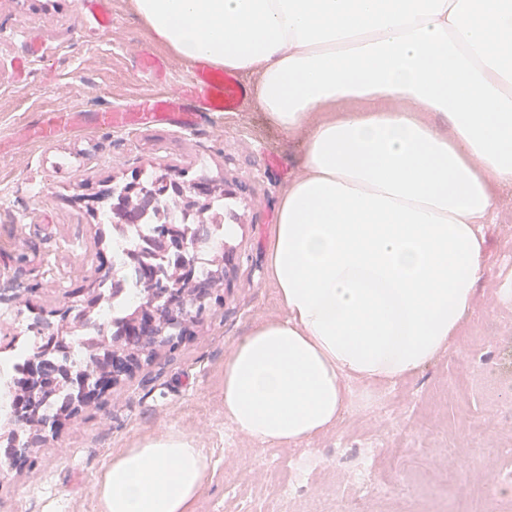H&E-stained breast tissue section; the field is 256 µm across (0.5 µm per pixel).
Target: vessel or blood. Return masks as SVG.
<instances>
[{"label": "vessel or blood", "instance_id": "1", "mask_svg": "<svg viewBox=\"0 0 512 512\" xmlns=\"http://www.w3.org/2000/svg\"><path fill=\"white\" fill-rule=\"evenodd\" d=\"M188 93L184 96L146 97L137 103L133 112L111 109L99 113L98 128L109 130L134 125L163 124L176 128L199 125L211 112L237 110L248 95V90L236 77L213 71L206 63H197L188 77ZM84 116L79 112L59 114L57 121L34 130L36 139L49 143L63 127H84Z\"/></svg>", "mask_w": 512, "mask_h": 512}]
</instances>
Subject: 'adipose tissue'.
<instances>
[{
    "label": "adipose tissue",
    "instance_id": "1",
    "mask_svg": "<svg viewBox=\"0 0 512 512\" xmlns=\"http://www.w3.org/2000/svg\"><path fill=\"white\" fill-rule=\"evenodd\" d=\"M177 58L255 74L262 111L304 134L267 272L285 313L224 364V414L301 444L446 350L512 190V0H134ZM208 469L171 432L115 458L102 512H194Z\"/></svg>",
    "mask_w": 512,
    "mask_h": 512
}]
</instances>
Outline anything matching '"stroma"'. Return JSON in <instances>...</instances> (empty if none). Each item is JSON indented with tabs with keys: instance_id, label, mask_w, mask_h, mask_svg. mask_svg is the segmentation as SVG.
Masks as SVG:
<instances>
[{
	"instance_id": "obj_1",
	"label": "stroma",
	"mask_w": 512,
	"mask_h": 512,
	"mask_svg": "<svg viewBox=\"0 0 512 512\" xmlns=\"http://www.w3.org/2000/svg\"><path fill=\"white\" fill-rule=\"evenodd\" d=\"M158 57L165 76H144L140 56ZM188 70L156 43L133 0H112V22L97 25L82 0H0V294H25L26 321L51 309L53 289L97 286V238L110 225L88 196L141 182L153 170L170 180L202 178L227 192L224 285L192 336L123 376L99 402L40 433L31 465L0 470V512H101L97 489L113 458L167 432L201 448L209 481L196 512H238L254 491L249 473L281 455L295 464L324 457L310 480L337 498L327 512H456L483 481L512 469V190L495 223L483 225L491 270L479 283L462 336L431 364L388 388V413L374 429L375 405L356 408L309 443L264 448L224 415V362L231 346L284 307L266 272L277 205L300 171L303 135L288 136L248 99L239 111L210 113L195 130L147 125L93 128L96 112L178 91ZM84 112L90 128L45 144L29 129L59 112ZM490 372L492 390L458 379ZM380 433L375 461L388 498L363 502L339 477L357 448Z\"/></svg>"
}]
</instances>
